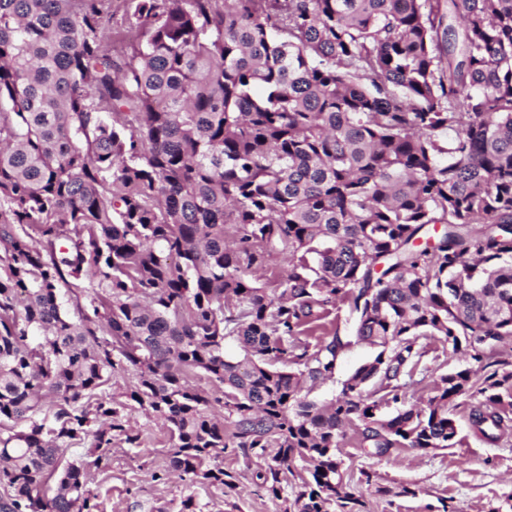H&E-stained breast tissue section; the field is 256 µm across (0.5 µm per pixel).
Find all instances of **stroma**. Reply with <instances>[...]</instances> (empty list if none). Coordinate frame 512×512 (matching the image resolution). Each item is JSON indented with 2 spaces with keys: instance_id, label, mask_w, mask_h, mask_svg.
<instances>
[{
  "instance_id": "1",
  "label": "stroma",
  "mask_w": 512,
  "mask_h": 512,
  "mask_svg": "<svg viewBox=\"0 0 512 512\" xmlns=\"http://www.w3.org/2000/svg\"><path fill=\"white\" fill-rule=\"evenodd\" d=\"M322 330L309 335L310 343L340 336L344 343L331 379L309 394L319 403L337 398L345 380L375 353L373 347L358 342L355 319L347 305H338L322 321ZM472 402L462 397L453 412L457 427L454 447L418 452L403 448L390 455H371L355 433L341 443L346 468L345 480L351 492L360 496L365 512H501L512 498V434L489 445L472 436L469 411ZM131 426L140 432L141 445L115 443L110 463L102 470H90L89 488L96 494L100 512H175L185 497H193L205 512H283L293 495L285 487L275 499L254 483L256 472L264 470L273 449L254 451L242 457L226 449L218 462L232 475L236 487L228 489L210 483L188 484L179 478L153 481L164 471L172 454L170 433L159 419L132 408Z\"/></svg>"
}]
</instances>
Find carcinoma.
Here are the masks:
<instances>
[{"instance_id":"carcinoma-1","label":"carcinoma","mask_w":512,"mask_h":512,"mask_svg":"<svg viewBox=\"0 0 512 512\" xmlns=\"http://www.w3.org/2000/svg\"><path fill=\"white\" fill-rule=\"evenodd\" d=\"M119 5L143 34L121 63ZM338 301L377 354L319 404L343 342L300 335ZM428 337L479 368L385 414ZM511 345L512 0H0V512H98L86 466L139 447L134 404L185 482L232 489L225 449L274 448L255 484L292 485L284 512H361L347 428L451 448L467 396L499 442Z\"/></svg>"}]
</instances>
